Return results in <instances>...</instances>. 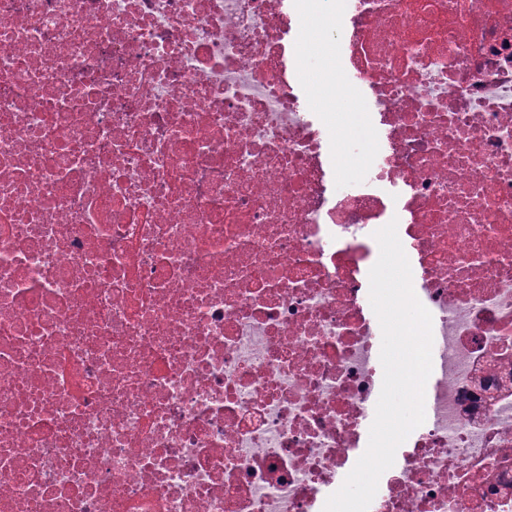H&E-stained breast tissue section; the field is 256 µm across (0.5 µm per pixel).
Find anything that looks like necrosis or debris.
<instances>
[{
    "label": "necrosis or debris",
    "mask_w": 512,
    "mask_h": 512,
    "mask_svg": "<svg viewBox=\"0 0 512 512\" xmlns=\"http://www.w3.org/2000/svg\"><path fill=\"white\" fill-rule=\"evenodd\" d=\"M392 221L436 378L368 512H512V0H0V512H323ZM307 27L312 31L311 42L306 51L307 59L305 60V66L300 71V77L303 82L312 83L318 79H323L324 68L338 67L339 55L336 47L330 48L327 42L322 40L315 20H310ZM324 53H330L329 58H325ZM306 107L311 112H335L336 123H340L346 119L349 112H357V104L350 99L342 98H327L324 101H319V98L312 94L306 101Z\"/></svg>",
    "instance_id": "1"
}]
</instances>
